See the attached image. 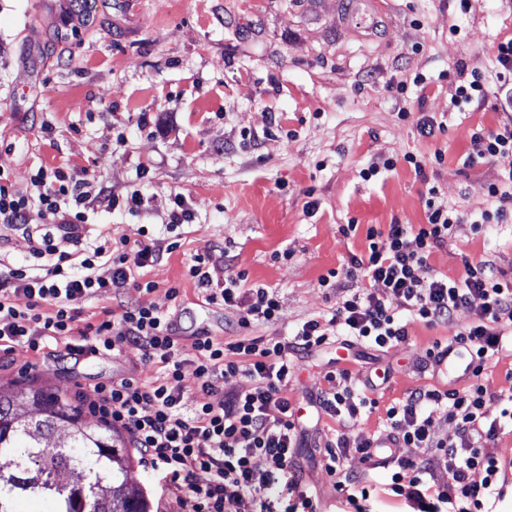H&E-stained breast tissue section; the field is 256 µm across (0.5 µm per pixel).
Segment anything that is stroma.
<instances>
[{
	"mask_svg": "<svg viewBox=\"0 0 512 512\" xmlns=\"http://www.w3.org/2000/svg\"><path fill=\"white\" fill-rule=\"evenodd\" d=\"M68 7L0 0V164L23 191L39 169L59 166L94 172L119 200L141 190L145 204L132 213L88 204L82 239L177 242L144 273L157 285L151 301L184 335L223 337L242 315L205 301L188 273L195 255L275 289L280 319L253 333L282 336L364 287L320 279L364 253L367 225L425 223L431 186L463 217L431 254V273L457 280L471 260L512 278V222L474 226L494 207L487 186L499 167L462 165L477 151L472 132L503 121L506 91L494 88L480 106L453 105L471 71L493 76L495 47L512 37V0H472L465 13L456 0H142L134 10L83 0L88 18L79 24ZM426 120L436 126L429 136L419 129ZM409 154L423 158V174ZM387 159L393 170L363 179L364 168ZM176 192L193 218L171 231ZM351 220L361 231L347 239L340 227ZM43 222L34 209L27 230L0 224V259H29V235ZM171 287L179 301H170ZM472 318L462 309L450 328L411 325L385 354L354 345L306 355L292 396L308 431L332 425L308 401L336 369L389 372L370 392L377 410L353 428L360 440L378 435L386 408L414 389L467 387L435 377L425 351ZM24 362L0 358L1 393L29 381L71 397L113 376L150 380L159 370L135 348L113 361L59 359L30 371Z\"/></svg>",
	"mask_w": 512,
	"mask_h": 512,
	"instance_id": "35a3bbf8",
	"label": "stroma"
}]
</instances>
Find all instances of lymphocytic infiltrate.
I'll return each mask as SVG.
<instances>
[{
    "instance_id": "f902f5d3",
    "label": "lymphocytic infiltrate",
    "mask_w": 512,
    "mask_h": 512,
    "mask_svg": "<svg viewBox=\"0 0 512 512\" xmlns=\"http://www.w3.org/2000/svg\"><path fill=\"white\" fill-rule=\"evenodd\" d=\"M501 109L506 121L498 129L474 132L480 150L463 161L469 168L482 160L502 168L499 180L488 186L496 207L483 212L486 224L512 216V98ZM32 185L25 193L15 189L0 166V224L25 228L34 208L46 219L26 263L0 264V353L80 362L117 358L134 346L155 362L160 374L153 381L115 377L82 397L94 415L126 431L149 469L166 474L177 490L170 512H239L246 499L254 512H317V495L299 462L305 427L290 388L299 353L338 342L385 352L407 340L410 324L447 326L462 308L471 309L474 318L451 342L475 354L477 371L512 349L511 279L499 277L487 262L466 263L458 281L427 272L431 254L461 221L458 211L439 201L436 187L427 190L425 223L369 226L365 254L351 256L346 267L320 280L326 286L338 276L365 279L368 287L343 295L328 315L303 321L288 336L250 333L279 320L274 289L245 287L240 273L225 274L223 287H215L210 256H196L189 273L206 301L242 308L243 314L234 341L219 342L201 331L185 345L170 315L149 299L155 283L142 278L143 268L163 253L162 243L132 244L123 237L97 245L81 241L89 198L135 211L144 195L135 191L117 201L94 178L74 176L63 167L38 171ZM126 288L139 289L141 299L122 300ZM106 294L116 304L105 318L79 324L69 300ZM188 362L200 381L190 402L182 374ZM236 376L249 379V388L225 391V380ZM325 380L316 409L338 426L321 438L322 466L344 512H372L376 489L352 476L347 461L373 457L372 439L351 436L358 417L377 407L368 395L373 380L355 378L346 369L326 374ZM444 419L454 423L456 440L439 436ZM509 422L512 394L489 404L477 382L460 391H411L386 409L382 432L417 454L388 462L386 491L410 512H494L512 486L494 452L499 431Z\"/></svg>"
}]
</instances>
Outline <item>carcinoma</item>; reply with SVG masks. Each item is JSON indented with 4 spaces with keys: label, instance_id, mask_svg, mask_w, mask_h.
Returning <instances> with one entry per match:
<instances>
[{
    "label": "carcinoma",
    "instance_id": "obj_1",
    "mask_svg": "<svg viewBox=\"0 0 512 512\" xmlns=\"http://www.w3.org/2000/svg\"><path fill=\"white\" fill-rule=\"evenodd\" d=\"M19 398L37 415L17 412L0 393V512H21V499H47L55 512H150L146 494L129 481L131 453L104 426L87 428L78 407L55 392L28 387ZM65 472L71 490L55 477Z\"/></svg>",
    "mask_w": 512,
    "mask_h": 512
}]
</instances>
